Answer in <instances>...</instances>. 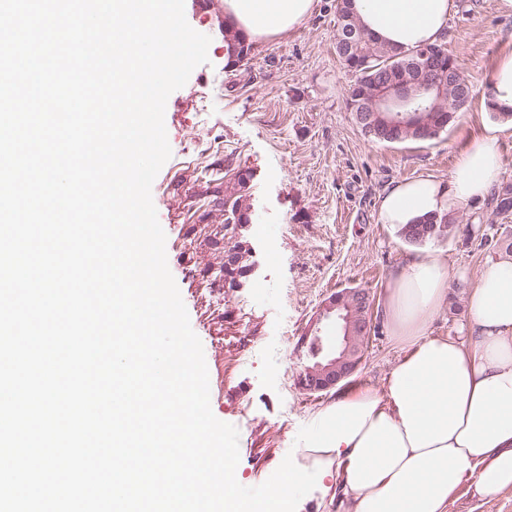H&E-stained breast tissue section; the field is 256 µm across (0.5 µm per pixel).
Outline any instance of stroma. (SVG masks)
Instances as JSON below:
<instances>
[{
	"label": "stroma",
	"mask_w": 512,
	"mask_h": 512,
	"mask_svg": "<svg viewBox=\"0 0 512 512\" xmlns=\"http://www.w3.org/2000/svg\"><path fill=\"white\" fill-rule=\"evenodd\" d=\"M185 0L196 31H210L207 63L171 93L165 127L171 157L152 185L166 235L169 270L204 348L210 405L239 432L238 482L251 487L270 477L287 454L298 453L318 410L331 396L298 383L311 365L313 325L336 337L335 324L318 323L325 300L364 288L381 302L392 273L413 253H445L457 286V308L442 311L433 335H455L468 315L467 290L495 254L466 242L469 218L485 204L469 200L448 235L414 246L379 218L390 184L431 177L447 180L461 152L496 116L486 104L499 56L512 50V16L494 0H458L444 40L474 86L456 122L427 142L379 144L366 137L344 102L353 80L336 54V0H317L313 15L292 32L255 42L246 71H224L221 21ZM224 160L250 169L256 219L249 229L250 270L228 288L218 271L227 242L224 196L198 175ZM377 327L346 385L381 386L402 344Z\"/></svg>",
	"instance_id": "obj_1"
}]
</instances>
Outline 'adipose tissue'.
Instances as JSON below:
<instances>
[{
    "instance_id": "obj_1",
    "label": "adipose tissue",
    "mask_w": 512,
    "mask_h": 512,
    "mask_svg": "<svg viewBox=\"0 0 512 512\" xmlns=\"http://www.w3.org/2000/svg\"><path fill=\"white\" fill-rule=\"evenodd\" d=\"M315 0H224L229 23L252 39L295 29ZM455 0H352L379 42L434 43ZM484 126L447 181H399L380 197L382 223L399 228L455 211L497 181L499 141L512 124V52L492 75ZM448 258L414 254L385 288L382 317L405 352L381 387L337 393L301 448L303 466L330 463L323 479L341 512H448L460 489L481 498L512 491V256L489 262L468 292L461 336L432 335L448 301Z\"/></svg>"
}]
</instances>
